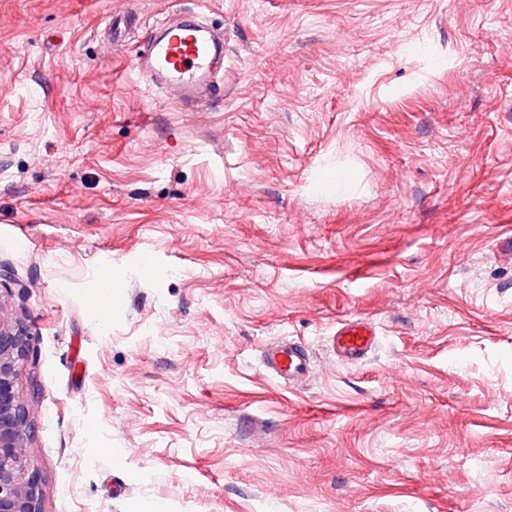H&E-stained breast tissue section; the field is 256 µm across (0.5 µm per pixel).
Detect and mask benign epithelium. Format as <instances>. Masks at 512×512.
<instances>
[{
	"mask_svg": "<svg viewBox=\"0 0 512 512\" xmlns=\"http://www.w3.org/2000/svg\"><path fill=\"white\" fill-rule=\"evenodd\" d=\"M26 325L0 305V512H44L47 487L40 470L24 461L35 424L15 392L19 362L29 358Z\"/></svg>",
	"mask_w": 512,
	"mask_h": 512,
	"instance_id": "1",
	"label": "benign epithelium"
}]
</instances>
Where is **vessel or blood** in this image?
Wrapping results in <instances>:
<instances>
[{
    "mask_svg": "<svg viewBox=\"0 0 512 512\" xmlns=\"http://www.w3.org/2000/svg\"><path fill=\"white\" fill-rule=\"evenodd\" d=\"M139 71L175 98L187 101L203 95L224 70V41L194 22L167 24L159 37L150 41L135 58ZM376 339L371 322L357 319L338 324L331 338L333 354L355 363L364 360ZM263 368L294 386L308 380L312 361L307 352L292 342H280L266 353Z\"/></svg>",
    "mask_w": 512,
    "mask_h": 512,
    "instance_id": "obj_1",
    "label": "vessel or blood"
}]
</instances>
